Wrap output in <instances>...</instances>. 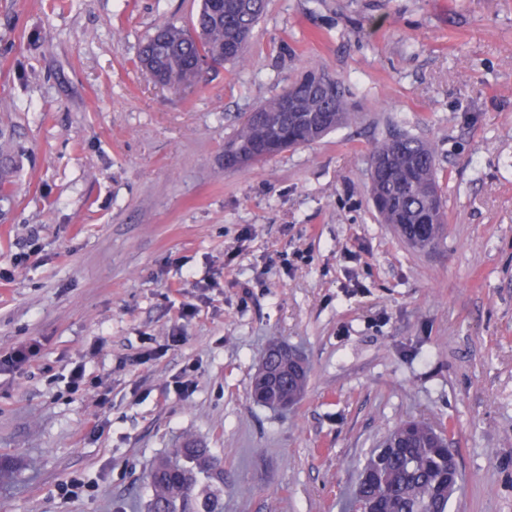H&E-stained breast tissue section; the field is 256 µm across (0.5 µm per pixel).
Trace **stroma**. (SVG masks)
<instances>
[{"label":"stroma","instance_id":"35a3bbf8","mask_svg":"<svg viewBox=\"0 0 512 512\" xmlns=\"http://www.w3.org/2000/svg\"><path fill=\"white\" fill-rule=\"evenodd\" d=\"M198 7L0 0V356L34 350L0 370V512H147L188 439L224 463V512H341L414 418L456 450L449 512H512V0H269L241 60L154 85L141 46ZM312 67L355 120L225 169L237 114ZM394 131L436 152L426 251L372 209ZM274 342L309 367L287 412L250 397ZM9 144V138L5 139L4 133L0 131V199L8 198L14 192L13 171L2 149L3 145Z\"/></svg>","mask_w":512,"mask_h":512}]
</instances>
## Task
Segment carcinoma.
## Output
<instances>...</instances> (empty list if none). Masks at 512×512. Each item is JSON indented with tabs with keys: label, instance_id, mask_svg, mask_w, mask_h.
Returning a JSON list of instances; mask_svg holds the SVG:
<instances>
[{
	"label": "carcinoma",
	"instance_id": "cac0c4a2",
	"mask_svg": "<svg viewBox=\"0 0 512 512\" xmlns=\"http://www.w3.org/2000/svg\"><path fill=\"white\" fill-rule=\"evenodd\" d=\"M267 7V0H201L190 33L174 24L156 29L142 45L138 65L149 78L175 90L191 87L202 67L242 58L251 33ZM290 91L300 95L295 112H285L282 100ZM343 81L321 84L320 71L310 69L287 89L244 113L224 144V157L233 168L263 162L298 146L314 143L349 123L352 112ZM10 144L0 131V199L14 192L12 168L1 146ZM383 165L371 200L382 224H407L423 248L440 236L443 224H423L432 203L445 205L440 193L436 156L432 147L409 133H395L374 145L369 167ZM288 347L277 346L265 375L254 377L252 398L278 407L299 399L306 380L288 372ZM393 448H375L360 472V506L376 512H448L462 476L450 470L453 450L443 431L425 420L406 421L393 430ZM150 512H224V467L210 449L188 439L172 454L157 459L149 473Z\"/></svg>",
	"mask_w": 512,
	"mask_h": 512
}]
</instances>
